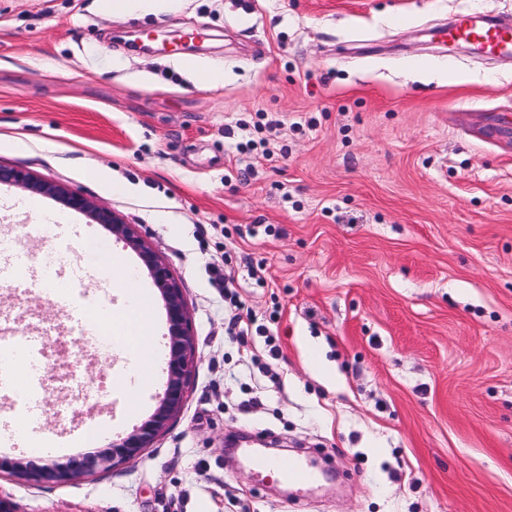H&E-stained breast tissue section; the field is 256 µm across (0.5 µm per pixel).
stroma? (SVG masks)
Listing matches in <instances>:
<instances>
[{
	"mask_svg": "<svg viewBox=\"0 0 512 512\" xmlns=\"http://www.w3.org/2000/svg\"><path fill=\"white\" fill-rule=\"evenodd\" d=\"M475 12L512 18V0H180L122 16L0 0V165L136 225L180 283L198 353L152 448L64 484L0 475L17 512H512V59L440 36ZM141 32L200 34L178 57L223 83L132 49ZM1 234L80 268L78 296L128 337L124 292L92 265L109 246L165 349L163 300L104 225L0 184ZM69 308L36 278L0 284V337L29 336L42 367L79 339L77 379L35 399L66 458L149 419L167 378L161 362L136 396L114 386L126 356L100 355ZM239 440L320 482L257 477Z\"/></svg>",
	"mask_w": 512,
	"mask_h": 512,
	"instance_id": "35a3bbf8",
	"label": "stroma"
}]
</instances>
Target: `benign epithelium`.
<instances>
[{
	"instance_id": "benign-epithelium-1",
	"label": "benign epithelium",
	"mask_w": 512,
	"mask_h": 512,
	"mask_svg": "<svg viewBox=\"0 0 512 512\" xmlns=\"http://www.w3.org/2000/svg\"><path fill=\"white\" fill-rule=\"evenodd\" d=\"M0 183L26 187L35 193L57 198L66 207L90 215L98 224L107 225L117 240L139 255L160 292L166 311L169 338L167 381L159 397V405L148 420L112 441L110 448L98 454L73 456L64 462L50 460L43 463L24 456H0V473L7 472L34 484L65 483L136 458L167 429L183 406L185 387L196 354L194 337L179 283L166 263L139 235L136 225L127 223L122 216L97 205L91 198L61 185L39 181L22 168L0 165Z\"/></svg>"
}]
</instances>
